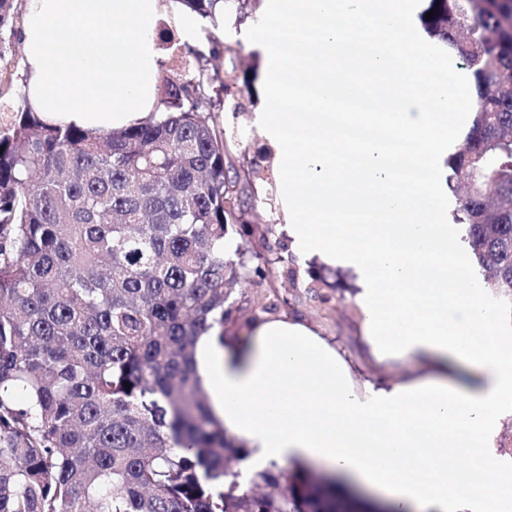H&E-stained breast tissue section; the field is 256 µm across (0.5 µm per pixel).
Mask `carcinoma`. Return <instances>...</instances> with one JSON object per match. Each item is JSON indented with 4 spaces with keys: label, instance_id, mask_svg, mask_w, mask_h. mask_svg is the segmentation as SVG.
<instances>
[{
    "label": "carcinoma",
    "instance_id": "obj_1",
    "mask_svg": "<svg viewBox=\"0 0 512 512\" xmlns=\"http://www.w3.org/2000/svg\"><path fill=\"white\" fill-rule=\"evenodd\" d=\"M179 2L205 19L217 0ZM248 2L224 0V18L243 21ZM418 20L476 79L448 186L474 175L454 221L482 288L512 309V94L491 95L512 75V0H428ZM209 44L163 76L153 121L93 133L25 105L0 132V512H336L349 494L286 467L241 487L244 452L196 375L198 337L244 310L281 313V278L299 298L335 289L272 253L273 193L257 188L269 177L211 116L216 96L240 111L249 79L237 49ZM10 53L0 37V86ZM259 207L266 224L250 223ZM238 282L254 295L230 299Z\"/></svg>",
    "mask_w": 512,
    "mask_h": 512
}]
</instances>
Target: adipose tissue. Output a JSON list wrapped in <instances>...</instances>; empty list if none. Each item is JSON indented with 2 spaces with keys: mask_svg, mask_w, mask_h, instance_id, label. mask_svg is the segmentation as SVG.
Instances as JSON below:
<instances>
[{
  "mask_svg": "<svg viewBox=\"0 0 512 512\" xmlns=\"http://www.w3.org/2000/svg\"><path fill=\"white\" fill-rule=\"evenodd\" d=\"M418 0H266L243 36L266 60V107L251 126L275 150L290 250L352 269L362 345L407 364L399 380L356 387L345 356L285 316L251 325L241 340L201 336L195 362L214 416L241 444L252 472L291 461L326 464L395 512H512V472L494 450L512 418V326L484 298L472 257L448 219L446 161L475 116L471 70L439 56L410 22ZM164 0H26L24 95L41 119L102 132L142 124L156 110ZM308 17L317 36L293 39ZM183 42L223 40L224 12L175 13ZM411 52L428 68L405 71ZM383 79L384 104L352 112L360 79ZM363 130L348 139L344 128ZM416 144L420 183L391 152ZM340 224L343 234L329 233ZM475 449L494 470L480 486L448 470V455Z\"/></svg>",
  "mask_w": 512,
  "mask_h": 512,
  "instance_id": "1",
  "label": "adipose tissue"
}]
</instances>
